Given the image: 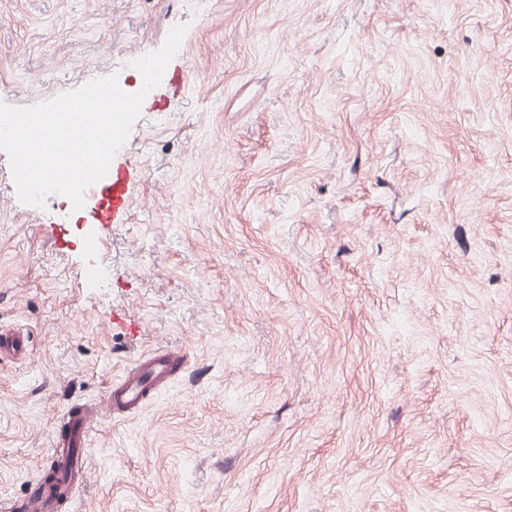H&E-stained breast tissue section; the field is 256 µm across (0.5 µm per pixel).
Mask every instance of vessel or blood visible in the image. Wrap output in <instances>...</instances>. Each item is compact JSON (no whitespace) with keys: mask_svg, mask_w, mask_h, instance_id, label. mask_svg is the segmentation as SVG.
Segmentation results:
<instances>
[{"mask_svg":"<svg viewBox=\"0 0 512 512\" xmlns=\"http://www.w3.org/2000/svg\"><path fill=\"white\" fill-rule=\"evenodd\" d=\"M181 362L176 350L152 353L113 380L97 400L72 407L55 426L49 456L32 493L22 501V512H58L61 503L72 498L87 469L90 434L97 422L106 416L136 413L150 393L173 377Z\"/></svg>","mask_w":512,"mask_h":512,"instance_id":"b4317fda","label":"vessel or blood"}]
</instances>
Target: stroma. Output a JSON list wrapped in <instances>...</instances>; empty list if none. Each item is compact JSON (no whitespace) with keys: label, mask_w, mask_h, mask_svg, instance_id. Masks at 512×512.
<instances>
[{"label":"stroma","mask_w":512,"mask_h":512,"mask_svg":"<svg viewBox=\"0 0 512 512\" xmlns=\"http://www.w3.org/2000/svg\"><path fill=\"white\" fill-rule=\"evenodd\" d=\"M181 23L124 207L0 196V508L173 348L60 512H512V0H0V102Z\"/></svg>","instance_id":"obj_1"}]
</instances>
